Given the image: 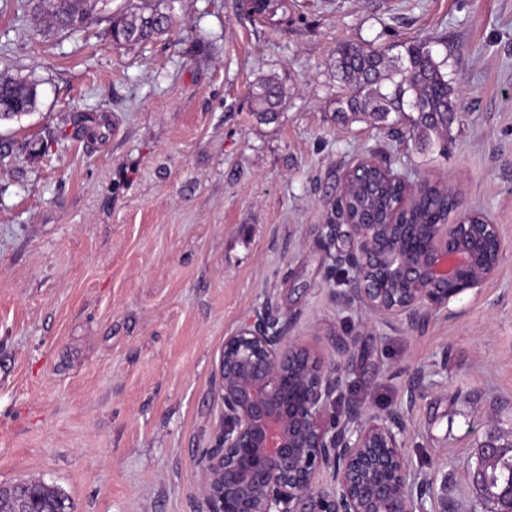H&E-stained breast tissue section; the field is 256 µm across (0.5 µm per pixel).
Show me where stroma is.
Listing matches in <instances>:
<instances>
[{
	"mask_svg": "<svg viewBox=\"0 0 512 512\" xmlns=\"http://www.w3.org/2000/svg\"><path fill=\"white\" fill-rule=\"evenodd\" d=\"M130 2L47 39L0 0V72L39 82L36 109L0 121V484L56 486L72 512H204L224 338L270 299L295 335L357 336L337 411L385 412L427 372L410 465L447 475L458 512H490L467 473L512 435V0H285L256 20L239 0H174L171 35L114 44ZM423 39L458 103L447 146L406 138V112L337 117L338 45ZM269 78L284 104L262 121L248 92ZM372 154L502 234L499 275L412 328L331 299L326 270L353 247L333 204Z\"/></svg>",
	"mask_w": 512,
	"mask_h": 512,
	"instance_id": "1",
	"label": "stroma"
}]
</instances>
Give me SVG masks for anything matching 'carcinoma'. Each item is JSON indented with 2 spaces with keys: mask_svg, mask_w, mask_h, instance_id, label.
<instances>
[{
  "mask_svg": "<svg viewBox=\"0 0 512 512\" xmlns=\"http://www.w3.org/2000/svg\"><path fill=\"white\" fill-rule=\"evenodd\" d=\"M22 12L30 13L44 23L39 33L47 37L81 32L94 14L105 10L108 0H16ZM283 3L277 0H242V8L250 17H262ZM174 25L172 12H163L150 2L142 0L112 18L111 35L119 45H136L169 34ZM445 61H438L426 41H413L403 50L391 54V49L344 43L336 48V78L345 94L337 100L336 114L364 115L385 123L391 113L411 108L412 137L428 147L451 133L458 112L444 72ZM37 82L23 76L0 73V113L27 114L37 105ZM249 99L254 112L262 120H271L283 104L280 83L274 79L262 80L250 89ZM402 184L385 178L376 169H367L356 180L345 199L353 218H362L367 211L374 213V222L388 223L402 196ZM453 210L452 201L435 188L426 187L402 211L403 224H430ZM512 484V458L492 464L484 494L493 496L498 487ZM31 495L45 501L54 512H71L68 497L57 487L41 481L27 484Z\"/></svg>",
  "mask_w": 512,
  "mask_h": 512,
  "instance_id": "cac0c4a2",
  "label": "carcinoma"
}]
</instances>
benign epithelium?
<instances>
[{
	"instance_id": "benign-epithelium-1",
	"label": "benign epithelium",
	"mask_w": 512,
	"mask_h": 512,
	"mask_svg": "<svg viewBox=\"0 0 512 512\" xmlns=\"http://www.w3.org/2000/svg\"><path fill=\"white\" fill-rule=\"evenodd\" d=\"M362 165L405 184L400 209L424 187L372 155L351 165L341 184ZM342 223L356 247L339 262L353 276L332 298L358 304L373 320L411 327L430 312L450 311L499 270V225L483 210H462L453 224ZM292 329V316L268 300L224 339L214 381L224 422L201 457L207 512H424L428 497L448 512V476L439 484L419 477L406 451L407 418L426 389L425 372L409 374L406 406L377 416L350 404L338 420L332 410L357 337H330L328 358ZM511 452L512 438L489 439L468 479L483 488L485 466Z\"/></svg>"
}]
</instances>
